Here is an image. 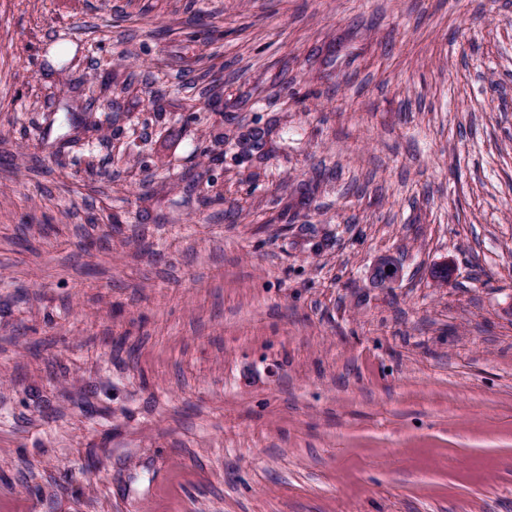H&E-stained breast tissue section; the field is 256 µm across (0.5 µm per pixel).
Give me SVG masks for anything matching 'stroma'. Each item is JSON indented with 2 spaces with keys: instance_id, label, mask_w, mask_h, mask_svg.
<instances>
[{
  "instance_id": "obj_1",
  "label": "stroma",
  "mask_w": 512,
  "mask_h": 512,
  "mask_svg": "<svg viewBox=\"0 0 512 512\" xmlns=\"http://www.w3.org/2000/svg\"><path fill=\"white\" fill-rule=\"evenodd\" d=\"M0 512H512V0H0ZM400 274L397 260L390 254H384L377 258L372 268V283L378 287H389L395 283Z\"/></svg>"
}]
</instances>
